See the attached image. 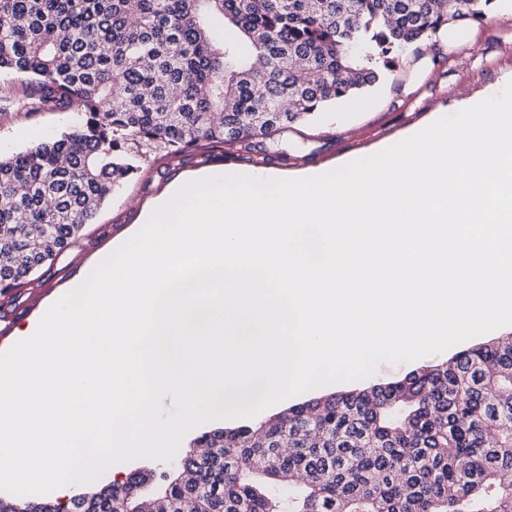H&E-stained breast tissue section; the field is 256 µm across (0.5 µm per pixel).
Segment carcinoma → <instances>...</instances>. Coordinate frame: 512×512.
I'll use <instances>...</instances> for the list:
<instances>
[{
    "mask_svg": "<svg viewBox=\"0 0 512 512\" xmlns=\"http://www.w3.org/2000/svg\"><path fill=\"white\" fill-rule=\"evenodd\" d=\"M493 3L0 0V76L85 115L0 159V296L17 301L150 160L201 142L250 148L367 92L400 50ZM153 478L136 470L22 508L0 500V512H512V336L257 429L205 432L157 494Z\"/></svg>",
    "mask_w": 512,
    "mask_h": 512,
    "instance_id": "cac0c4a2",
    "label": "carcinoma"
}]
</instances>
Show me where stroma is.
Instances as JSON below:
<instances>
[{"mask_svg": "<svg viewBox=\"0 0 512 512\" xmlns=\"http://www.w3.org/2000/svg\"><path fill=\"white\" fill-rule=\"evenodd\" d=\"M469 44L448 48L439 37L405 47L382 82L361 96L340 101L314 119L294 125L280 136L264 139L252 149L208 143L175 159L159 158L130 179L120 193L86 225L77 242L53 264L42 267L23 287L18 305L0 304V328L7 334L43 315L49 301L70 292L91 266L111 253L117 242L131 239L142 223V211L187 177L208 170L247 171L257 166L291 175L310 168L327 173L346 160L363 158L418 132L436 119L457 112L455 90L466 85L474 98L512 81V17L490 11L470 22ZM25 85L17 78L0 79V157L6 158L69 131L79 110L30 112L19 108ZM449 352L399 364H380L378 371L355 382H339L298 394V401L335 391L363 389L401 379L424 365L448 360Z\"/></svg>", "mask_w": 512, "mask_h": 512, "instance_id": "35a3bbf8", "label": "stroma"}]
</instances>
